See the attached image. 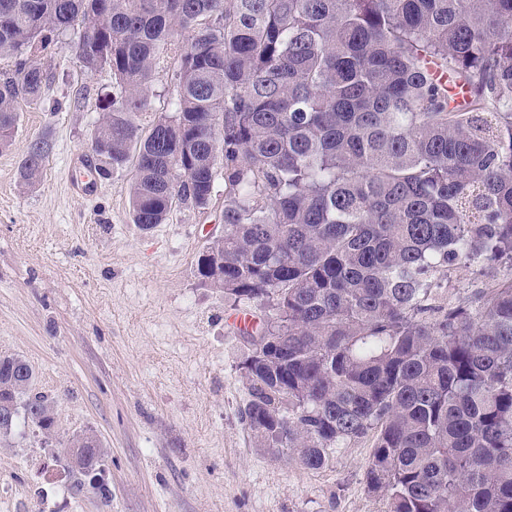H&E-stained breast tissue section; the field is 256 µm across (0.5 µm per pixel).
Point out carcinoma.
Here are the masks:
<instances>
[{"instance_id":"obj_1","label":"carcinoma","mask_w":512,"mask_h":512,"mask_svg":"<svg viewBox=\"0 0 512 512\" xmlns=\"http://www.w3.org/2000/svg\"><path fill=\"white\" fill-rule=\"evenodd\" d=\"M61 37L115 80L91 148L101 176L134 164L139 228L207 209L222 156L224 238L196 275L268 311L242 366L257 445L319 470L369 436L388 512H512V0H0V151ZM164 58L175 116L146 129ZM487 264L436 303L437 273ZM32 380L0 355V435L56 434ZM89 464L63 472L111 501ZM498 268H488L484 276L478 275L472 267H458L452 271V284L456 287L453 292L468 293L477 288H484L491 281L493 275L502 274Z\"/></svg>"}]
</instances>
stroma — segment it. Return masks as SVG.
<instances>
[{"label": "stroma", "mask_w": 512, "mask_h": 512, "mask_svg": "<svg viewBox=\"0 0 512 512\" xmlns=\"http://www.w3.org/2000/svg\"><path fill=\"white\" fill-rule=\"evenodd\" d=\"M36 61L54 79L43 104H21L0 152V354L31 366L34 391L56 403L58 435L0 436V512H387L365 483L371 438L311 471L257 447L242 419L247 337L265 313L195 275L199 252L224 234L223 178L208 209L179 204L141 230L130 172L94 178L84 165L111 72L88 74L63 40ZM39 140L42 174L25 189L20 164ZM89 178L93 192L77 194ZM84 431L105 448L111 504L53 493L67 482L55 458Z\"/></svg>", "instance_id": "35a3bbf8"}]
</instances>
